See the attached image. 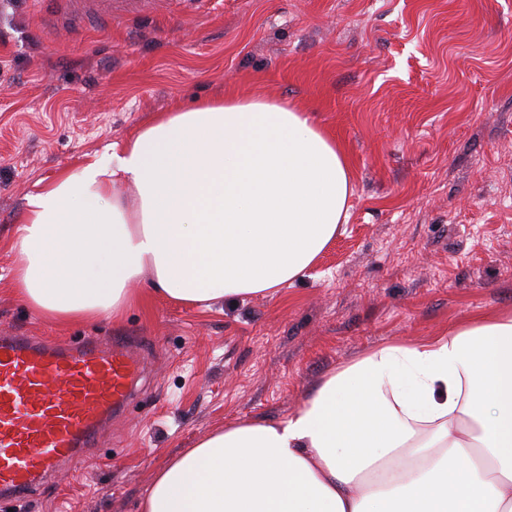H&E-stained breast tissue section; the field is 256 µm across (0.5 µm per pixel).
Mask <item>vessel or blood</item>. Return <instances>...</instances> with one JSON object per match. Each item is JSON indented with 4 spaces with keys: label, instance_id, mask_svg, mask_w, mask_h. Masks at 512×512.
Returning <instances> with one entry per match:
<instances>
[{
    "label": "vessel or blood",
    "instance_id": "obj_1",
    "mask_svg": "<svg viewBox=\"0 0 512 512\" xmlns=\"http://www.w3.org/2000/svg\"><path fill=\"white\" fill-rule=\"evenodd\" d=\"M155 0H66L76 24L111 20ZM141 364L122 343L83 336L52 345L0 334V500L23 503L63 464L93 447L124 406Z\"/></svg>",
    "mask_w": 512,
    "mask_h": 512
}]
</instances>
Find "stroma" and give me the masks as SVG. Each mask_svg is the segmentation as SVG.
<instances>
[{"label":"stroma","mask_w":512,"mask_h":512,"mask_svg":"<svg viewBox=\"0 0 512 512\" xmlns=\"http://www.w3.org/2000/svg\"><path fill=\"white\" fill-rule=\"evenodd\" d=\"M309 112L351 165L349 217L275 295L148 294L63 326L11 290L28 196L161 112L211 97ZM512 310V0H157L111 24L0 0V332L127 338L143 365L98 447L20 512H139L156 472L224 423L282 420L391 343Z\"/></svg>","instance_id":"1"}]
</instances>
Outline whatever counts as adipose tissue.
Masks as SVG:
<instances>
[{
	"label": "adipose tissue",
	"instance_id": "1",
	"mask_svg": "<svg viewBox=\"0 0 512 512\" xmlns=\"http://www.w3.org/2000/svg\"><path fill=\"white\" fill-rule=\"evenodd\" d=\"M351 195L344 153L297 107L227 96L162 112L28 197L8 244L13 290L58 324L120 318L143 279L202 308L273 294L317 261ZM139 507L512 512V313L368 352L286 419L214 429Z\"/></svg>",
	"mask_w": 512,
	"mask_h": 512
}]
</instances>
